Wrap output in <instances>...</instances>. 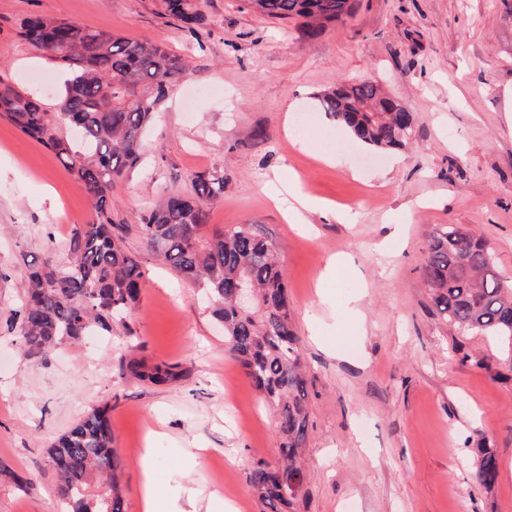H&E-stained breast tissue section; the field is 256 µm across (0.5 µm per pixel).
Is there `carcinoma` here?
<instances>
[{"mask_svg":"<svg viewBox=\"0 0 512 512\" xmlns=\"http://www.w3.org/2000/svg\"><path fill=\"white\" fill-rule=\"evenodd\" d=\"M265 17L299 22L315 36L351 16L355 0H249ZM166 11L192 30L200 21L194 0H165ZM21 37L74 71L49 112L33 95L0 81V114L53 153L90 198L96 219L75 228L64 267L47 258L26 267L28 291L19 311L20 345L28 355L77 341L93 328L108 329L140 301L145 271L110 223L112 185L141 157L143 130L170 87L189 70L187 61L148 40H131L65 20L36 16ZM321 110L353 138L376 151L405 146L413 116L373 81L338 84L319 98ZM76 126V147L61 126ZM224 196V177L198 175L192 193H167L140 217L147 247L178 276L197 282L218 303L224 339L253 386L276 416L277 465H258L250 494L264 512H296L298 498H284L282 472L304 469L309 437L308 388L288 285L272 244L252 225L218 228L204 236L205 205ZM422 275L437 311L462 334L491 337L512 369V285L504 284L483 240L457 224L437 228L428 243ZM254 292L242 308L237 290ZM123 370L141 382L178 381L181 372L161 362L127 356ZM109 406L92 409L48 450L67 512H124L113 448ZM476 484L490 488L498 472L491 448H479Z\"/></svg>","mask_w":512,"mask_h":512,"instance_id":"obj_1","label":"carcinoma"}]
</instances>
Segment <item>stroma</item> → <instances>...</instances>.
<instances>
[{"mask_svg": "<svg viewBox=\"0 0 512 512\" xmlns=\"http://www.w3.org/2000/svg\"><path fill=\"white\" fill-rule=\"evenodd\" d=\"M195 29L163 0H0V80L56 111L63 66L19 31L41 15L183 55L191 71L160 107L142 159L112 187L110 218L146 272L141 302L111 331L35 356L19 349L27 262L58 265L92 204L61 162L0 117V512H61L47 449L109 404L124 512H140L138 460L150 450L159 492L192 490L198 512H262L249 476L274 460L277 420L224 341L197 285L146 247L140 216L199 174L224 178L208 228L258 225L284 269L308 372L307 482L297 512H512V367L492 340L464 335L434 309L422 278L428 240L459 224L481 237L512 284V0H357L315 37L244 0H198ZM374 80L413 115L412 142L365 161L317 100ZM337 133L321 153L291 145L286 126ZM335 208L289 224L270 193L291 179ZM352 271L321 279L328 258ZM358 300L362 318L345 314ZM177 366L151 385L122 369L128 350ZM486 357L487 368L473 360ZM495 448L491 489L473 471ZM204 449L201 459L190 451Z\"/></svg>", "mask_w": 512, "mask_h": 512, "instance_id": "35a3bbf8", "label": "stroma"}]
</instances>
